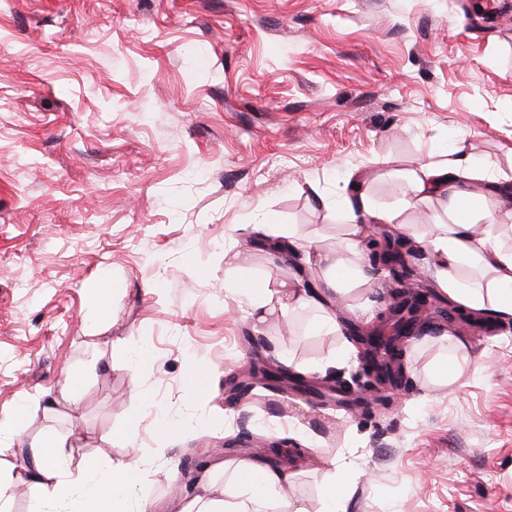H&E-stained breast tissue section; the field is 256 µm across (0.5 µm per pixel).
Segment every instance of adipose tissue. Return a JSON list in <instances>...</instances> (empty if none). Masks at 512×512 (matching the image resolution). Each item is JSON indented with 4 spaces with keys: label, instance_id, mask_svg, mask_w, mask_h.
<instances>
[{
    "label": "adipose tissue",
    "instance_id": "obj_1",
    "mask_svg": "<svg viewBox=\"0 0 512 512\" xmlns=\"http://www.w3.org/2000/svg\"><path fill=\"white\" fill-rule=\"evenodd\" d=\"M403 190L392 208L381 209L366 192L342 195L335 205L347 219L336 248L304 239L295 228L284 235L291 250H305L306 260L325 291L336 292L345 278L366 282L359 243L367 224H395L423 244L431 256L430 275L464 309L512 317V225L501 212L512 211V187L489 176L474 163L464 139L452 141L444 160H419L404 172ZM450 198L445 217L430 224L410 216L430 201ZM255 326H263L298 309L316 310L315 332L335 334L340 324L333 309L306 289L282 279L242 291ZM25 462L1 468L0 512H11L16 486H23L27 512H145L137 489L149 470L147 460L120 464L104 453L81 455L73 466L59 459L67 440L54 427H44L26 441ZM231 482H201L196 494L182 501L179 512H311L306 501L288 494L294 474L258 460L226 464Z\"/></svg>",
    "mask_w": 512,
    "mask_h": 512
}]
</instances>
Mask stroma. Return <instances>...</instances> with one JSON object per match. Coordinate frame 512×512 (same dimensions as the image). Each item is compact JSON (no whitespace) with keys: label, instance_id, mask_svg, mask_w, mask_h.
Instances as JSON below:
<instances>
[{"label":"stroma","instance_id":"obj_1","mask_svg":"<svg viewBox=\"0 0 512 512\" xmlns=\"http://www.w3.org/2000/svg\"><path fill=\"white\" fill-rule=\"evenodd\" d=\"M473 2L0 0V412L29 399L30 433L75 428L83 452L117 462L129 449L115 431L140 416L148 512H178L174 484L223 479L259 440L292 447L291 493L315 508L333 457L349 512H512L511 320H436L404 344L407 382L369 417L228 386L253 337L315 385L358 369L355 343L311 332V312L249 318L236 283L293 276L258 245L276 227L335 247L344 218L324 203L353 174L391 207L398 172L455 136L512 179V0L491 22ZM241 249L244 267L226 268ZM106 273L119 287L101 315ZM387 294L378 275L345 283L336 317L370 325ZM451 336L469 366L441 387ZM76 367V407L41 415ZM180 419L192 428L157 435Z\"/></svg>","mask_w":512,"mask_h":512}]
</instances>
